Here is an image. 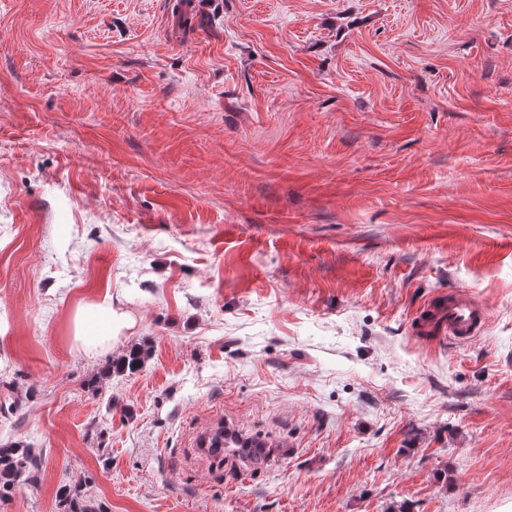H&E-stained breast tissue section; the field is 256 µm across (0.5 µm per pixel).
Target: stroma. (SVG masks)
Returning a JSON list of instances; mask_svg holds the SVG:
<instances>
[{
  "mask_svg": "<svg viewBox=\"0 0 512 512\" xmlns=\"http://www.w3.org/2000/svg\"><path fill=\"white\" fill-rule=\"evenodd\" d=\"M5 442L0 512H512V0H0ZM486 308L466 289L428 301L413 318V330L421 336H436L462 344L480 336L486 329ZM134 324L131 316L120 307L115 308L112 296L82 305L73 315V336L80 341L87 354H94L104 346L113 344L118 336ZM40 457L30 446L20 443L0 444V497L22 483L38 481Z\"/></svg>",
  "mask_w": 512,
  "mask_h": 512,
  "instance_id": "obj_1",
  "label": "stroma"
}]
</instances>
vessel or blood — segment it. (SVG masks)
<instances>
[{
  "mask_svg": "<svg viewBox=\"0 0 512 512\" xmlns=\"http://www.w3.org/2000/svg\"><path fill=\"white\" fill-rule=\"evenodd\" d=\"M488 315L483 304L466 289L428 301L413 319L414 331L455 344L467 343L486 329Z\"/></svg>",
  "mask_w": 512,
  "mask_h": 512,
  "instance_id": "1",
  "label": "vessel or blood"
}]
</instances>
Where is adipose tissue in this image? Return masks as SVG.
Listing matches in <instances>:
<instances>
[{"label":"adipose tissue","mask_w":512,"mask_h":512,"mask_svg":"<svg viewBox=\"0 0 512 512\" xmlns=\"http://www.w3.org/2000/svg\"><path fill=\"white\" fill-rule=\"evenodd\" d=\"M134 324L131 316L115 307L111 295L77 308L73 315V335L87 354H94L112 344L118 336Z\"/></svg>","instance_id":"obj_1"}]
</instances>
